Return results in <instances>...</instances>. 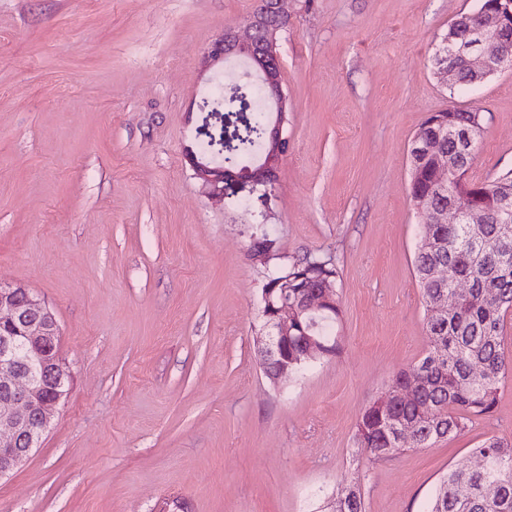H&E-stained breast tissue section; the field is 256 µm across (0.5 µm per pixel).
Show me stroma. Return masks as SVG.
<instances>
[{"label":"stroma","mask_w":512,"mask_h":512,"mask_svg":"<svg viewBox=\"0 0 512 512\" xmlns=\"http://www.w3.org/2000/svg\"><path fill=\"white\" fill-rule=\"evenodd\" d=\"M482 0H294L277 35L288 154L268 187L208 195L186 151L203 64L254 0H0V281L43 298L71 382L0 512H326L358 474L366 512H426L440 478L512 441V377L490 420L371 462L366 403L424 356L411 139L477 108L472 177L512 169V68L449 91L431 57ZM332 258L341 350L273 385L256 357L269 268Z\"/></svg>","instance_id":"obj_1"}]
</instances>
